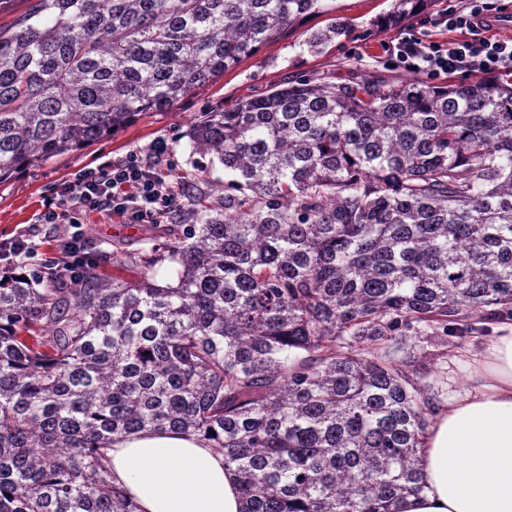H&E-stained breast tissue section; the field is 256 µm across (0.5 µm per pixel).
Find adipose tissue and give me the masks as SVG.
Masks as SVG:
<instances>
[{
    "instance_id": "adipose-tissue-1",
    "label": "adipose tissue",
    "mask_w": 512,
    "mask_h": 512,
    "mask_svg": "<svg viewBox=\"0 0 512 512\" xmlns=\"http://www.w3.org/2000/svg\"><path fill=\"white\" fill-rule=\"evenodd\" d=\"M467 384L429 426L421 457L424 490L392 512H512V324L467 353ZM114 482L141 512H241L224 457L170 431L115 440L107 454Z\"/></svg>"
}]
</instances>
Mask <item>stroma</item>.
Segmentation results:
<instances>
[{
    "label": "stroma",
    "instance_id": "obj_1",
    "mask_svg": "<svg viewBox=\"0 0 512 512\" xmlns=\"http://www.w3.org/2000/svg\"><path fill=\"white\" fill-rule=\"evenodd\" d=\"M328 14L307 17L301 25L283 32L266 43L260 52L228 70L223 77L185 96L164 112H148L122 130L102 137L89 146L65 152L50 161L28 168L18 176L0 183V239L31 232L38 251L44 256L56 255L61 237L67 232L64 224H40L36 218L45 201L52 197L71 175L86 165L117 159L126 153L148 151L159 139L167 141L173 171L204 168L200 180L182 184L180 207L188 209L199 195L219 201L224 197V167L220 163L193 154L184 132L189 122L200 113L228 107L241 98L262 94L283 79L302 76L328 78L336 83L379 76L388 80L410 81L414 75L391 69L389 55L401 30L407 29L439 40L446 39L437 19L461 10L465 0H431L424 10L416 13L399 28L377 26L376 20L387 12L391 0H325ZM352 20L354 28L346 38L329 46L323 53H309L301 33L324 26L328 17ZM176 215V223L184 217ZM83 230L91 255L111 254L116 250L150 251L154 240L144 225L102 211L91 214ZM497 325L487 332L463 339L452 338L439 346V372L433 381L446 395L463 390L467 364L463 351H481L496 336Z\"/></svg>",
    "mask_w": 512,
    "mask_h": 512
}]
</instances>
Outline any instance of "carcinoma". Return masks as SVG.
<instances>
[{"label": "carcinoma", "mask_w": 512, "mask_h": 512, "mask_svg": "<svg viewBox=\"0 0 512 512\" xmlns=\"http://www.w3.org/2000/svg\"><path fill=\"white\" fill-rule=\"evenodd\" d=\"M0 24V181L256 55L323 0H26ZM428 0H393L396 27ZM306 31L319 54L346 37ZM230 176L148 253L0 279V512H138L117 437L224 454L243 512H391L424 488L427 346L512 322V83L286 82L190 122ZM169 263L174 275L157 279Z\"/></svg>", "instance_id": "cac0c4a2"}]
</instances>
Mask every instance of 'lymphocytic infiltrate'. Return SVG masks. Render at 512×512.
Returning <instances> with one entry per match:
<instances>
[{
    "mask_svg": "<svg viewBox=\"0 0 512 512\" xmlns=\"http://www.w3.org/2000/svg\"><path fill=\"white\" fill-rule=\"evenodd\" d=\"M392 68L415 70L435 79L444 74H500L512 76V39L476 37L439 42L408 31L399 37L390 60ZM179 206L178 194L158 169L136 152L78 170L60 193L50 198L38 214L42 224L68 222L72 231L60 241L67 261L65 271L75 272L84 250L78 227L86 214L102 210L133 224L172 223Z\"/></svg>",
    "mask_w": 512,
    "mask_h": 512,
    "instance_id": "obj_1",
    "label": "lymphocytic infiltrate"
}]
</instances>
